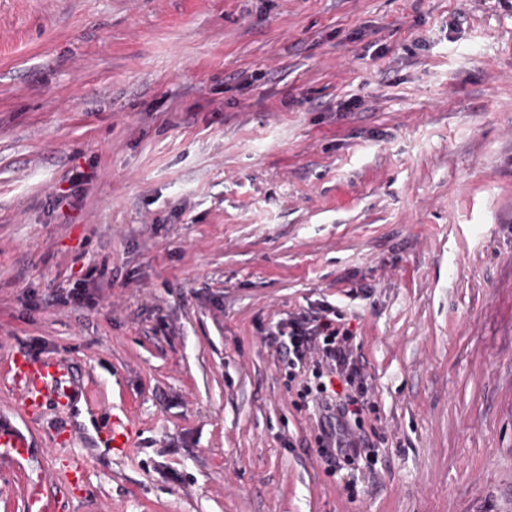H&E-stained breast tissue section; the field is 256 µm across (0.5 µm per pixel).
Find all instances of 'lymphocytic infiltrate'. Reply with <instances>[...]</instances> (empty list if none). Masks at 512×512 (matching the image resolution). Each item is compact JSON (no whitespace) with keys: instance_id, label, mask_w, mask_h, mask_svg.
Here are the masks:
<instances>
[{"instance_id":"obj_1","label":"lymphocytic infiltrate","mask_w":512,"mask_h":512,"mask_svg":"<svg viewBox=\"0 0 512 512\" xmlns=\"http://www.w3.org/2000/svg\"><path fill=\"white\" fill-rule=\"evenodd\" d=\"M343 319L338 307L324 303L277 323L270 335L289 381L298 386L300 406L312 404L319 412L316 453L331 473L357 470L368 456L361 431L365 415L375 410L374 395L353 359V336ZM333 377L341 380L344 392L328 387Z\"/></svg>"}]
</instances>
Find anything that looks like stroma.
Instances as JSON below:
<instances>
[{"label":"stroma","instance_id":"35a3bbf8","mask_svg":"<svg viewBox=\"0 0 512 512\" xmlns=\"http://www.w3.org/2000/svg\"><path fill=\"white\" fill-rule=\"evenodd\" d=\"M323 301L335 475L265 341ZM2 425L0 512H512V0H0ZM343 320L338 307L324 303L317 310L278 322L277 330L267 336L288 370L290 385L297 382L298 405L309 408L312 402L319 412L316 453L331 474L355 471L360 460L368 457L370 445L361 431L364 415L375 410L374 394L353 359V336ZM310 376L314 380L327 377L328 385H312ZM333 377L345 386L341 393L329 389ZM68 370L62 362L27 364L18 375V386L24 403L70 398L71 386L67 385Z\"/></svg>","mask_w":512,"mask_h":512}]
</instances>
